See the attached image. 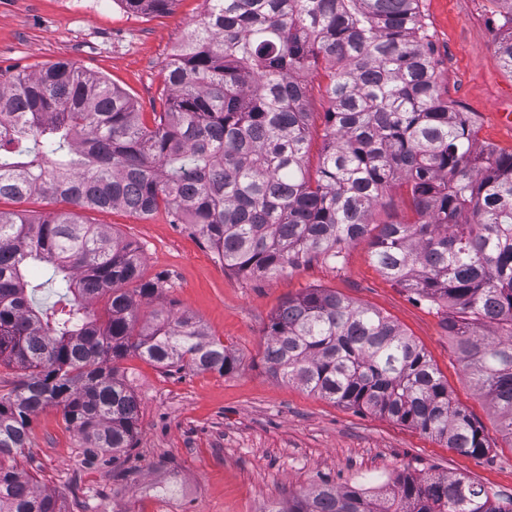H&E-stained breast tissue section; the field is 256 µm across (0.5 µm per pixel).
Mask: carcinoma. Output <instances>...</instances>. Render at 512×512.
<instances>
[{
    "instance_id": "carcinoma-1",
    "label": "carcinoma",
    "mask_w": 512,
    "mask_h": 512,
    "mask_svg": "<svg viewBox=\"0 0 512 512\" xmlns=\"http://www.w3.org/2000/svg\"><path fill=\"white\" fill-rule=\"evenodd\" d=\"M164 13L175 0H119ZM498 57L512 74V0ZM172 55L152 125L132 98L62 61L0 79V199L60 198L77 209L164 207L224 268L268 277L314 258L337 264L371 233L375 209L406 189L412 218L377 225L380 273L442 314L467 377L512 442V151L479 150L440 92L420 0H205ZM324 67L331 109L310 172L311 113L299 75ZM138 287L133 288L131 284ZM140 250L75 212L0 211V362L24 375L0 395V512H68L6 465L30 415L62 407L83 463L133 448L139 403L119 362L232 372L236 359L188 312L138 324ZM57 300L44 307L45 286ZM104 302L103 311L94 306ZM274 377L386 415L471 456L489 444L427 357L374 308L308 288L271 319ZM396 508L359 486L321 484L274 512H512L477 481L394 478Z\"/></svg>"
}]
</instances>
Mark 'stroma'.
Instances as JSON below:
<instances>
[{
	"mask_svg": "<svg viewBox=\"0 0 512 512\" xmlns=\"http://www.w3.org/2000/svg\"><path fill=\"white\" fill-rule=\"evenodd\" d=\"M433 35L437 81L468 112L476 145L512 150V74L497 55L500 22L493 0H420ZM205 0H175L163 14L131 13L119 0H0V75L71 61L128 93L144 119L161 108L171 55L200 20ZM311 114L308 164L317 168L325 75L307 76ZM81 220L116 231L143 250V277L166 286L138 309L140 322L161 311L194 314L237 360L229 374L166 371L131 356L121 368L139 402V434L118 464L82 462L83 441L62 410L32 415L29 442L15 461L41 488L62 495L70 512H267L271 504L329 482L361 484L391 497V479L443 473L480 481L512 496V446L494 410L465 377L435 310L386 279L369 239L345 251L343 264L314 259L271 278L224 269L189 225L166 211L143 217L122 209L83 210ZM328 288L389 316L427 353L448 390L483 427L491 449L473 457L384 415L334 403L273 377L264 362L266 328L288 299ZM129 470L115 478L113 467ZM172 485L163 496L157 489Z\"/></svg>",
	"mask_w": 512,
	"mask_h": 512,
	"instance_id": "stroma-1",
	"label": "stroma"
}]
</instances>
